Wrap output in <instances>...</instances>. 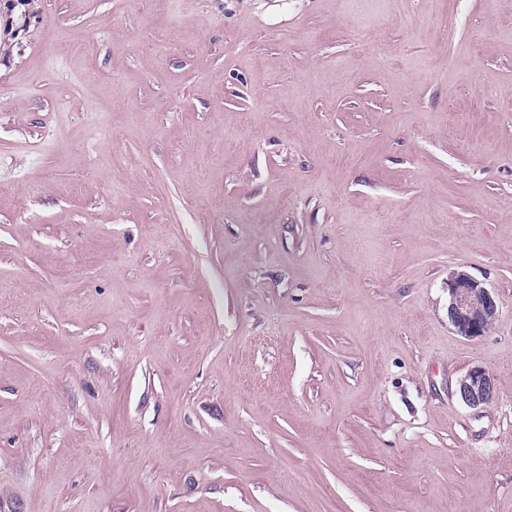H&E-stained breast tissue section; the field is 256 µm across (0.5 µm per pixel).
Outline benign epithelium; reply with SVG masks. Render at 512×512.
<instances>
[{
	"label": "benign epithelium",
	"instance_id": "benign-epithelium-1",
	"mask_svg": "<svg viewBox=\"0 0 512 512\" xmlns=\"http://www.w3.org/2000/svg\"><path fill=\"white\" fill-rule=\"evenodd\" d=\"M499 312L497 297L473 276L458 270L448 274V321L465 338L484 335L490 320ZM457 393L463 403L478 407L494 396V378L487 369L475 365L458 381Z\"/></svg>",
	"mask_w": 512,
	"mask_h": 512
}]
</instances>
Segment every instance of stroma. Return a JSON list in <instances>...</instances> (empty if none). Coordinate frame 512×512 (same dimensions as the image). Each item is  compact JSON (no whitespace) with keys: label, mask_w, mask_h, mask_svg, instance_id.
<instances>
[{"label":"stroma","mask_w":512,"mask_h":512,"mask_svg":"<svg viewBox=\"0 0 512 512\" xmlns=\"http://www.w3.org/2000/svg\"><path fill=\"white\" fill-rule=\"evenodd\" d=\"M0 512H512V0H0ZM497 297L483 282L453 270L448 274V321L465 338L483 336L490 320L499 312ZM494 389L493 376L484 367L475 365L458 381L457 393L463 403L478 407L492 400Z\"/></svg>","instance_id":"35a3bbf8"}]
</instances>
